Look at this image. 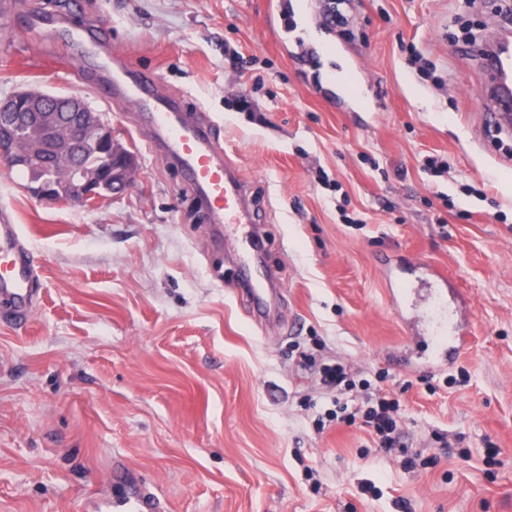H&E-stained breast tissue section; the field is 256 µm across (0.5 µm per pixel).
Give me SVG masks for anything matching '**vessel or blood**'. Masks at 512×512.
Wrapping results in <instances>:
<instances>
[{"label":"vessel or blood","instance_id":"1","mask_svg":"<svg viewBox=\"0 0 512 512\" xmlns=\"http://www.w3.org/2000/svg\"><path fill=\"white\" fill-rule=\"evenodd\" d=\"M74 50L94 56L98 62V92L108 100L133 104L151 132V142L163 157L183 171L203 208L205 220L220 224L237 242L243 261H250L255 233L247 189L235 168L225 162L224 148L210 123L193 117L183 103L161 94L156 74L133 70L128 60L112 50L102 30L85 29L72 33ZM475 57L486 74L479 108L495 127H502L512 114V28L500 26L485 39ZM422 276L430 284L431 304L452 303L455 322L451 336L441 339L432 362L452 365L468 344V318L459 293L448 290L445 275L422 266ZM40 270L30 244L8 213L0 212V304L11 321L24 323L36 306ZM272 281L267 276L244 282L245 306L254 318L264 315L263 299ZM112 512H162L158 492L150 486L135 485L121 499L112 501Z\"/></svg>","mask_w":512,"mask_h":512}]
</instances>
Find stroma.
<instances>
[{
    "instance_id": "1",
    "label": "stroma",
    "mask_w": 512,
    "mask_h": 512,
    "mask_svg": "<svg viewBox=\"0 0 512 512\" xmlns=\"http://www.w3.org/2000/svg\"><path fill=\"white\" fill-rule=\"evenodd\" d=\"M273 3L15 0L0 16V99L25 86L82 98L135 161L121 193L88 204L38 200L0 161V209L41 289L27 324L0 317V512H99L130 475L167 512H512V134L493 137L472 104L483 76L465 39H483L492 14L484 0H353L307 63ZM94 20L213 122L286 276L273 322L248 317L231 244L72 52L64 27ZM232 49L246 69L225 63ZM412 50L442 83L407 67ZM332 69L355 75L358 101L328 100ZM428 153L447 156V176L423 171ZM421 262L473 313L466 349L439 371L388 300L389 279ZM308 357L357 380L387 372L403 441L437 465L378 457L353 426L317 430L335 395ZM367 480L374 495L358 491Z\"/></svg>"
}]
</instances>
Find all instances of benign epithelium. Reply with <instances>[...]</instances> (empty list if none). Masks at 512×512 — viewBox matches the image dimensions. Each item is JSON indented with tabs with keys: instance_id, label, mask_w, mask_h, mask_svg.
<instances>
[{
	"instance_id": "7a95c632",
	"label": "benign epithelium",
	"mask_w": 512,
	"mask_h": 512,
	"mask_svg": "<svg viewBox=\"0 0 512 512\" xmlns=\"http://www.w3.org/2000/svg\"><path fill=\"white\" fill-rule=\"evenodd\" d=\"M49 93L23 88L0 100V160L14 169L47 168L53 162H67L71 174L60 188L48 174L28 184L29 191L46 202L87 203L104 193H116L130 182L132 156L119 148L112 128L90 106L72 97L71 115L64 129L50 119L36 115L38 101ZM97 154L89 167L75 159L78 150Z\"/></svg>"
}]
</instances>
